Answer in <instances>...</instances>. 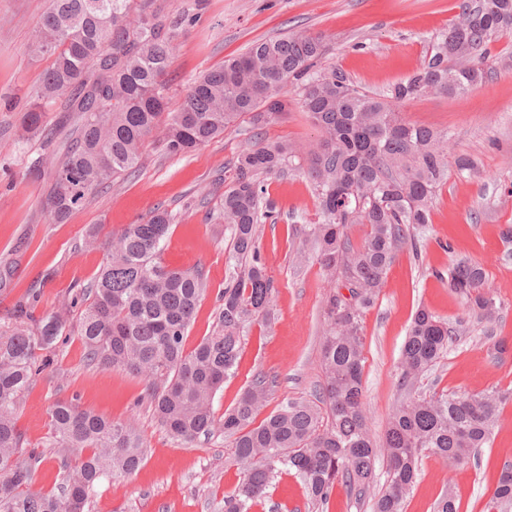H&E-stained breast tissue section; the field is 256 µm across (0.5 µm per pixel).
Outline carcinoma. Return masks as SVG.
<instances>
[{
  "label": "carcinoma",
  "mask_w": 512,
  "mask_h": 512,
  "mask_svg": "<svg viewBox=\"0 0 512 512\" xmlns=\"http://www.w3.org/2000/svg\"><path fill=\"white\" fill-rule=\"evenodd\" d=\"M193 18L142 0H51L29 48L47 56L39 102L29 110L23 136L44 135L42 112H59L56 130L66 145L50 171L46 212L63 224L93 192L137 171L145 143L159 136L170 154L218 138L243 117L260 129L284 109L277 99L292 79L307 76L300 108L319 131L307 153L306 174L321 222L306 238L325 274L345 288L325 301L322 405L287 400L258 419L273 381L259 375L220 419L213 400L239 358L242 338L272 312V280L260 247V225L276 219L264 180L286 170L297 149L286 139L262 141L233 163L218 214L231 230V283L220 295L215 330L185 350L188 329L207 290L204 271L172 269L161 261L172 214L155 208L106 243L107 260L82 289L87 306L76 322L88 362L127 371L147 382L151 404L168 434L186 443L222 431L233 438L236 487L224 494V512H250L280 471L294 473L314 508L328 503L336 485L363 499L385 483L373 512H403L417 477L419 457L444 461L475 457L489 441L506 395L432 393L408 397L393 413L382 444L367 424L362 403V317L379 297L402 245L417 244L429 223L430 203L448 179V134L405 121L398 108L430 97L461 96L488 74L493 37L512 30V0H463L459 21L441 35L424 65L382 93L368 94L333 71H312L323 38L293 33L254 42L243 54L198 77L177 109L167 111L171 55ZM350 224L368 227L351 242ZM449 285L476 316H498L484 269L460 260ZM69 322L63 308L0 331V512H84L87 492L106 471L130 475L145 460L139 432L129 421L107 419L59 400L50 410L52 444L80 462L66 467L59 492L30 490L39 456L24 451L15 414L36 374L35 352L53 349ZM460 336L426 308L416 311L400 354L399 386L412 392ZM481 512H512V462Z\"/></svg>",
  "instance_id": "carcinoma-1"
}]
</instances>
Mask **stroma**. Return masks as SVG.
<instances>
[{
  "label": "stroma",
  "instance_id": "1",
  "mask_svg": "<svg viewBox=\"0 0 512 512\" xmlns=\"http://www.w3.org/2000/svg\"><path fill=\"white\" fill-rule=\"evenodd\" d=\"M460 0H155L167 12H189L194 23L179 40L169 67L170 93L182 91L203 72L223 65L258 39L304 31L322 36L326 51L315 69L345 74L362 90L379 93L416 71L429 46L457 20ZM49 0H0V326L26 306L32 318L72 303L101 269L103 240L145 220L162 206L174 216L161 258L172 268L201 266L208 288L186 339L194 348L216 325L228 283L231 233L216 219L219 200L238 154L262 140L285 138L307 152L318 130L300 111V83L287 88L288 110L263 129L240 120L223 137L185 155L168 154L160 138L144 147L142 164L111 189L88 196L66 223H51L45 202L50 180H33L28 168L51 166L63 138H18L23 116L42 86L51 60L30 54L28 44ZM488 76L467 94L405 103L407 121L448 132V157L470 155L476 171L449 167L418 246L396 253L375 305L363 315L365 364L362 401L375 441L405 393L398 362L412 317L424 307L462 333L421 382L426 392L475 394L491 388L512 391V353L496 359L493 345L512 342V243L501 231L512 225V33L488 46ZM277 203V223L264 224L261 252L273 281V311L242 341L238 366L213 401L215 415L232 408L260 374L274 386L264 410L287 399L312 401L324 382L321 341L323 303L334 288L315 260L297 263L305 225L316 222L312 182L298 169L266 180ZM99 244L86 245L88 235ZM479 264L500 307L494 323L469 313L448 285L456 260ZM41 369L21 398L17 426L27 450L41 456L32 491H56L64 448L51 445L49 411L60 399L108 418L134 421L146 447L141 468L129 476L107 474L88 493V512H224V495L239 480L230 462L231 437L215 432L185 444L172 439L157 420L144 381L129 372L88 365L80 336L64 332L52 351H37ZM512 462V399L502 404L489 442L461 463L431 454L418 461V477L404 512H434L452 490L460 512H480L505 462ZM253 512H313L295 476L277 475L264 504Z\"/></svg>",
  "mask_w": 512,
  "mask_h": 512
}]
</instances>
